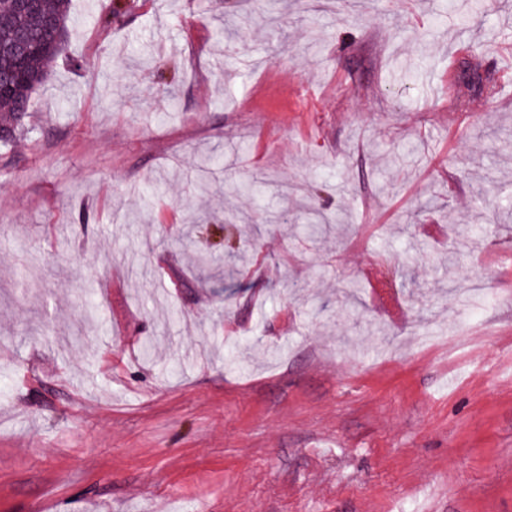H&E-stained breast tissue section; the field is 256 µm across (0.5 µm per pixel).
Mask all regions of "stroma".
I'll list each match as a JSON object with an SVG mask.
<instances>
[{
  "mask_svg": "<svg viewBox=\"0 0 512 512\" xmlns=\"http://www.w3.org/2000/svg\"><path fill=\"white\" fill-rule=\"evenodd\" d=\"M306 2L72 0L0 145V512H512V6Z\"/></svg>",
  "mask_w": 512,
  "mask_h": 512,
  "instance_id": "stroma-1",
  "label": "stroma"
}]
</instances>
